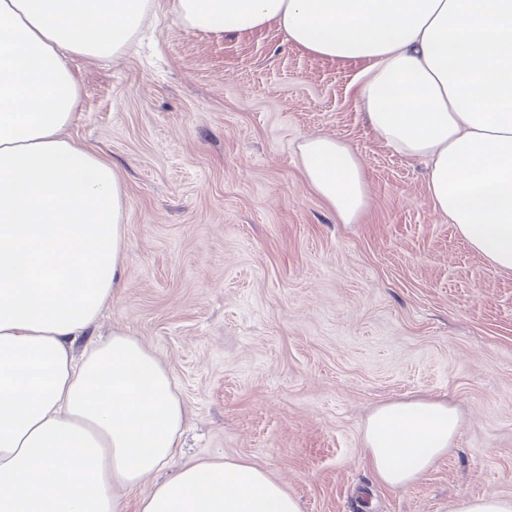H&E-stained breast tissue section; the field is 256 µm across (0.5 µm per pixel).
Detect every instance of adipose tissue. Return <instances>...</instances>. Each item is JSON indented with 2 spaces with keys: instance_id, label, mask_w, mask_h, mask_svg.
Wrapping results in <instances>:
<instances>
[{
  "instance_id": "1",
  "label": "adipose tissue",
  "mask_w": 512,
  "mask_h": 512,
  "mask_svg": "<svg viewBox=\"0 0 512 512\" xmlns=\"http://www.w3.org/2000/svg\"><path fill=\"white\" fill-rule=\"evenodd\" d=\"M150 0H0V512H123L116 488L169 468L183 402L135 336L96 337L125 249L109 161L65 137L79 105L71 57L125 50ZM217 37L276 25L328 59L363 63L377 138L429 162L428 193L470 247L512 272V0H173ZM311 187L345 224L366 204L339 140L298 146ZM459 429L445 401L378 407L364 433L378 478L404 488ZM139 512H299L266 472L203 461L154 485Z\"/></svg>"
}]
</instances>
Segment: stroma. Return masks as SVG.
I'll return each mask as SVG.
<instances>
[{
    "mask_svg": "<svg viewBox=\"0 0 512 512\" xmlns=\"http://www.w3.org/2000/svg\"><path fill=\"white\" fill-rule=\"evenodd\" d=\"M70 138L126 193L122 284L98 330L123 329L173 376L188 421L175 463L243 461L301 512H452L512 496V273L428 199L427 163L395 153L358 101L360 64L286 42L276 25L222 38L153 0L113 58L71 61ZM342 141L366 206L339 221L298 145ZM445 400L461 427L420 481L368 461L378 407ZM453 512H512V497L496 494L460 498Z\"/></svg>",
    "mask_w": 512,
    "mask_h": 512,
    "instance_id": "35a3bbf8",
    "label": "stroma"
}]
</instances>
